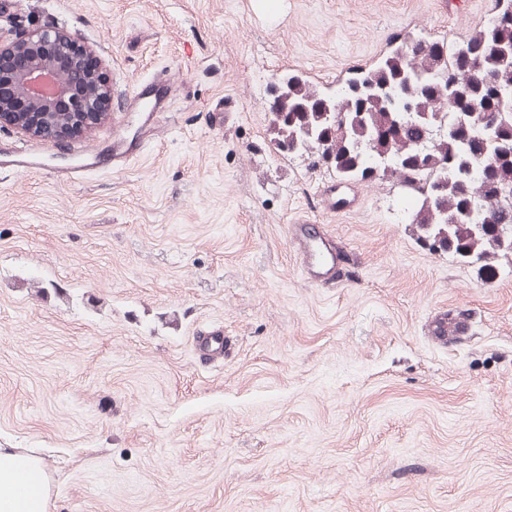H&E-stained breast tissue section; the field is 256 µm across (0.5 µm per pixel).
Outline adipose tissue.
I'll use <instances>...</instances> for the list:
<instances>
[{"label": "adipose tissue", "mask_w": 512, "mask_h": 512, "mask_svg": "<svg viewBox=\"0 0 512 512\" xmlns=\"http://www.w3.org/2000/svg\"><path fill=\"white\" fill-rule=\"evenodd\" d=\"M51 478L29 448H0V512H51Z\"/></svg>", "instance_id": "adipose-tissue-1"}]
</instances>
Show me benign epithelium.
<instances>
[{
	"label": "benign epithelium",
	"mask_w": 512,
	"mask_h": 512,
	"mask_svg": "<svg viewBox=\"0 0 512 512\" xmlns=\"http://www.w3.org/2000/svg\"><path fill=\"white\" fill-rule=\"evenodd\" d=\"M97 52L57 28L0 30V129L68 141L101 125L112 88Z\"/></svg>",
	"instance_id": "obj_1"
}]
</instances>
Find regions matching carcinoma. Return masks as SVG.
Returning <instances> with one entry per match:
<instances>
[{
	"instance_id": "1",
	"label": "carcinoma",
	"mask_w": 512,
	"mask_h": 512,
	"mask_svg": "<svg viewBox=\"0 0 512 512\" xmlns=\"http://www.w3.org/2000/svg\"><path fill=\"white\" fill-rule=\"evenodd\" d=\"M502 46L512 47V21L489 20L457 43L405 37L330 96L290 75L269 107V128L281 149L313 157L340 181L373 177L372 158L395 161L390 178L408 189L420 238L482 262L478 273L492 278L490 260L512 230V112L488 131L482 124L498 93L512 94V60L493 59ZM480 59L487 64L478 70ZM479 137L490 143L482 158ZM463 330L448 316L438 335Z\"/></svg>"
}]
</instances>
